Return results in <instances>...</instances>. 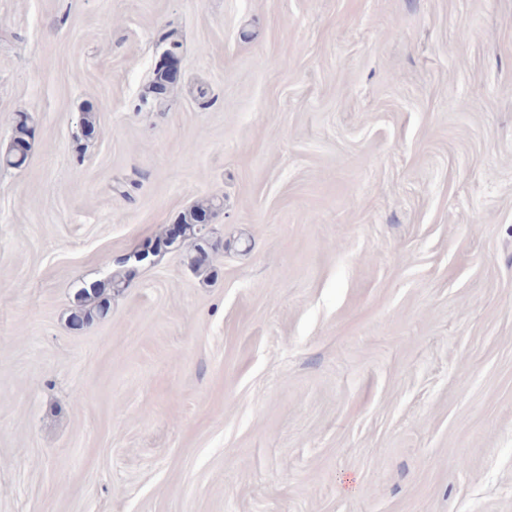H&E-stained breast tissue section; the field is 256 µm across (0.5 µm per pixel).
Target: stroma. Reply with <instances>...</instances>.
Here are the masks:
<instances>
[{
    "label": "stroma",
    "instance_id": "obj_1",
    "mask_svg": "<svg viewBox=\"0 0 512 512\" xmlns=\"http://www.w3.org/2000/svg\"><path fill=\"white\" fill-rule=\"evenodd\" d=\"M23 114L0 512H512V0H0ZM161 42L172 43L179 49L182 47L181 42L176 39L172 32L163 35ZM176 47L160 44L157 47L158 59L155 65L156 70H159V74L165 76L168 81H173V83L177 81L181 57V53ZM220 207V203H217V201H214V199L207 200L206 202L197 205L182 219L180 223L182 237L184 240L191 241L195 251H202V243L207 241L199 227L200 217L207 213L215 215ZM126 287V273L117 270L112 274L107 287L100 283H85L74 295V307L69 315V322L82 326H91L96 321L105 319L111 307L112 291L119 292Z\"/></svg>",
    "mask_w": 512,
    "mask_h": 512
}]
</instances>
